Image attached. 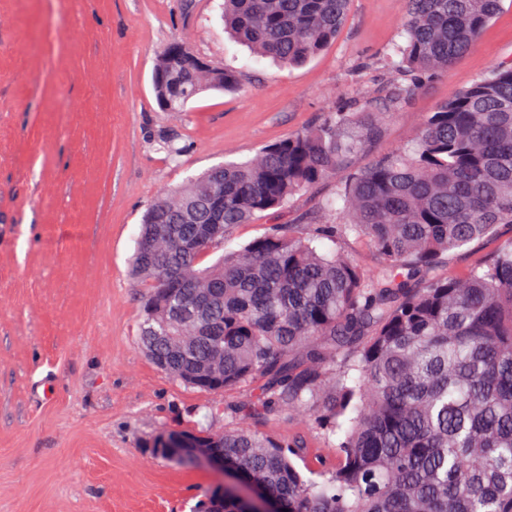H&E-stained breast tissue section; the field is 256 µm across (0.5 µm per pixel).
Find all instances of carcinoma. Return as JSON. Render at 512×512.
Instances as JSON below:
<instances>
[{"instance_id":"carcinoma-1","label":"carcinoma","mask_w":512,"mask_h":512,"mask_svg":"<svg viewBox=\"0 0 512 512\" xmlns=\"http://www.w3.org/2000/svg\"><path fill=\"white\" fill-rule=\"evenodd\" d=\"M349 0H224V32L258 58L298 66L340 33ZM501 0H404L405 41L381 93L397 109L471 51ZM153 87L177 112L234 91L239 71L200 69L180 45L159 55ZM327 112L309 129L226 162L155 201L130 275L141 289L142 346L171 378L209 392L256 384L224 431H189L278 512H512V239L460 274L448 256L512 224V61L429 113L412 147L374 158L320 206L312 233L276 226L209 266V243L346 170L380 140L382 113ZM353 239L366 274L315 241ZM301 413L336 457L307 464L300 436L243 426ZM306 463L302 472L296 461ZM209 491L195 512H249Z\"/></svg>"}]
</instances>
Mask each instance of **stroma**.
I'll return each mask as SVG.
<instances>
[{
	"instance_id": "35a3bbf8",
	"label": "stroma",
	"mask_w": 512,
	"mask_h": 512,
	"mask_svg": "<svg viewBox=\"0 0 512 512\" xmlns=\"http://www.w3.org/2000/svg\"><path fill=\"white\" fill-rule=\"evenodd\" d=\"M221 2L0 0V512H192L222 480L142 447L166 431H223L226 407L253 390L200 391L144 354L128 275L142 216L187 177L377 97L403 2L352 0L336 40L290 69L230 41ZM175 39L241 71L242 88L163 110L152 75ZM510 60L512 0H503L471 52L386 112L383 139L350 170L405 148L428 112ZM165 135L182 147L179 163L161 149ZM336 185L323 180L235 226L210 259L281 224L306 230ZM254 427L301 435L313 455L334 452L284 413Z\"/></svg>"
}]
</instances>
